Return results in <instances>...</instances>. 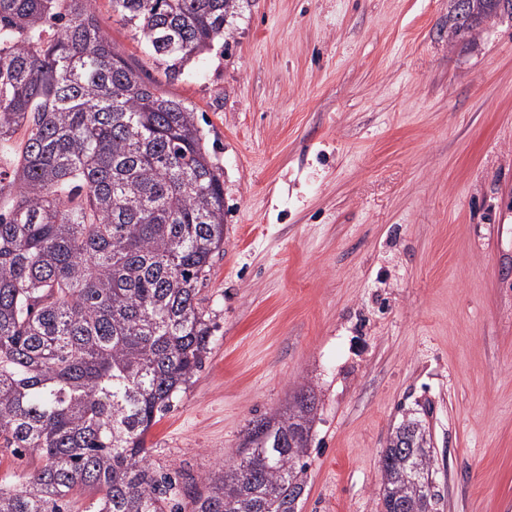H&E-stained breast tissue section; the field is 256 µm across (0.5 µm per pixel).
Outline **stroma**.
Returning <instances> with one entry per match:
<instances>
[{"label":"stroma","instance_id":"35a3bbf8","mask_svg":"<svg viewBox=\"0 0 512 512\" xmlns=\"http://www.w3.org/2000/svg\"><path fill=\"white\" fill-rule=\"evenodd\" d=\"M448 5L238 0L169 81L97 0L224 180L210 352L147 437L179 484L308 389L297 512H383L380 452L409 414L441 512H512V18L455 37Z\"/></svg>","mask_w":512,"mask_h":512}]
</instances>
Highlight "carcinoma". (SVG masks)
<instances>
[{"instance_id": "1", "label": "carcinoma", "mask_w": 512, "mask_h": 512, "mask_svg": "<svg viewBox=\"0 0 512 512\" xmlns=\"http://www.w3.org/2000/svg\"><path fill=\"white\" fill-rule=\"evenodd\" d=\"M237 0H111L175 81L224 38ZM96 0H0V448L42 465L0 487V512H183L147 435L191 383L213 326L201 286L224 245V182L193 107L116 53ZM466 24L512 14L475 0ZM23 133L21 142L15 141ZM316 406L264 417L232 460L192 485L188 512H296ZM423 420L381 455L385 512H440V491L406 488L432 470Z\"/></svg>"}]
</instances>
